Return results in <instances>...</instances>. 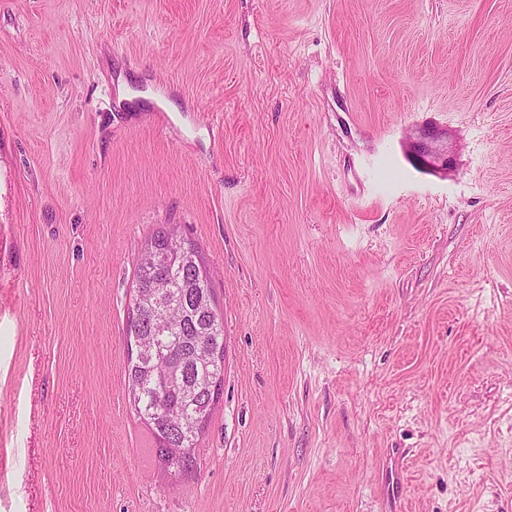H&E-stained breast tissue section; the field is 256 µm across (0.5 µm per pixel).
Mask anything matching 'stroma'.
<instances>
[{"label":"stroma","instance_id":"obj_1","mask_svg":"<svg viewBox=\"0 0 512 512\" xmlns=\"http://www.w3.org/2000/svg\"><path fill=\"white\" fill-rule=\"evenodd\" d=\"M212 273L185 475L139 249ZM0 512H512V0H0Z\"/></svg>","mask_w":512,"mask_h":512}]
</instances>
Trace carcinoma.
Returning a JSON list of instances; mask_svg holds the SVG:
<instances>
[{"instance_id":"carcinoma-1","label":"carcinoma","mask_w":512,"mask_h":512,"mask_svg":"<svg viewBox=\"0 0 512 512\" xmlns=\"http://www.w3.org/2000/svg\"><path fill=\"white\" fill-rule=\"evenodd\" d=\"M184 264L164 261L138 267L136 287L147 291L164 280L168 284L170 309L165 316L150 308L139 325L138 336L162 345L164 363L173 366L170 375L160 373L159 359H127L126 376L137 414L158 442L196 447L184 429L183 416L191 412L209 420L211 403L206 395L208 368L202 365L207 341L224 335V324L214 308L213 290L202 267L198 248L189 244Z\"/></svg>"}]
</instances>
